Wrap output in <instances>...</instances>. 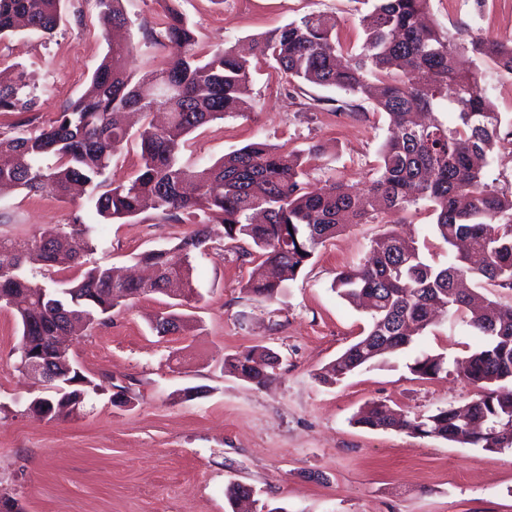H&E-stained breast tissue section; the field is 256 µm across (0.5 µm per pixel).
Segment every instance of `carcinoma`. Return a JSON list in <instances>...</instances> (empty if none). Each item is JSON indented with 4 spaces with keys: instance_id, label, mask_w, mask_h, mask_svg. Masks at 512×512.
Instances as JSON below:
<instances>
[{
    "instance_id": "carcinoma-1",
    "label": "carcinoma",
    "mask_w": 512,
    "mask_h": 512,
    "mask_svg": "<svg viewBox=\"0 0 512 512\" xmlns=\"http://www.w3.org/2000/svg\"><path fill=\"white\" fill-rule=\"evenodd\" d=\"M61 0H0V36L16 31L52 33L60 21ZM104 23L125 27L123 0H96ZM428 0H375L360 19L365 39L359 50L341 42L338 22L309 13L256 40V57L274 62L291 78L336 88L347 100L338 112H355V101L374 100L387 115L391 136L382 149L378 176L364 193L330 178L320 187L308 181L306 151L275 148L263 142L244 146L215 163L190 169L180 163L184 138L244 110L252 81L251 64L232 46L202 51L188 21L173 7L157 25L167 59L141 76L128 71L131 44H112L91 77L84 95L46 126L31 121L0 135V193L21 188L51 192L61 199L85 196L107 223L132 218L149 205L175 224L182 214L201 217L198 228L171 248L145 251L138 261L154 270L148 281L123 278L107 268L85 267L84 256L96 247L97 227L75 214L52 237H0V307L13 311L21 336H32L35 349L56 361L71 386L63 393L32 400L30 409L54 420L71 416L70 405L84 402L97 385L72 363L58 358L56 336L79 333L128 300L178 291L177 305L196 301L193 261L211 241L209 225L224 226V237L248 247L240 257L260 260L244 291L273 300L283 295L319 246L346 224L381 214L403 213L424 201L448 247L465 239L469 249L448 252L440 266L417 248L386 234L373 241L365 262L336 274L332 289L350 303L373 300L371 322L363 336L324 368L320 379L334 384L372 363L385 350L407 349L435 322L437 311L461 313L485 337L484 344L456 361L461 375L478 389L476 398L408 419L381 401L368 403L355 422L369 429H406L422 438H441L486 450L512 449V305L494 301L473 306L472 295L456 288L470 278L512 289V191L484 181L478 162L496 149L512 150V125L503 122L489 93L493 77L512 74V40L503 42L459 32L446 36L421 22ZM468 56L486 69L463 72ZM167 83L174 93L162 100L155 87ZM36 105L31 79L21 70L0 85V112H31ZM157 106L168 111L166 125L146 123L138 134L140 164L126 183H106L112 158L129 140L120 121L137 111L149 116ZM456 115L448 126L436 113ZM431 115L428 125L416 121ZM77 274L53 284L35 280L26 262ZM188 330L183 316L166 311L155 331L165 336ZM275 369L263 346L224 357V370L264 386ZM419 379L447 371L442 354H423L408 365ZM471 422L484 427L473 430Z\"/></svg>"
}]
</instances>
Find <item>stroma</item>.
Returning a JSON list of instances; mask_svg holds the SVG:
<instances>
[{
    "instance_id": "obj_1",
    "label": "stroma",
    "mask_w": 512,
    "mask_h": 512,
    "mask_svg": "<svg viewBox=\"0 0 512 512\" xmlns=\"http://www.w3.org/2000/svg\"><path fill=\"white\" fill-rule=\"evenodd\" d=\"M201 45L251 48L255 38L308 13L337 19L349 48L363 40L361 16L372 0H175ZM130 19L114 38L133 44L135 74L161 50L149 32L162 0H125ZM63 21L46 35L0 40V78L25 69L37 107L30 115L0 113V132L30 118L42 126L85 91L101 63L108 35L94 0H62ZM427 24L512 40V0H428ZM341 91L296 85L274 62L252 63L253 111L189 135L181 160L214 163L263 141L300 150L318 145L307 167L311 184L342 180L362 192L375 178L388 120L370 101L361 111H333ZM98 227L88 265L130 268L137 254L174 245L192 222L169 223L146 210L124 224L101 223L83 199L15 190L0 195V236L48 234L73 213ZM414 240L428 259L448 260L425 204L388 222L350 224L320 246L287 293L264 301L243 287L253 266L238 260L221 225L194 261L198 302L186 307L192 329L158 336L154 316L167 296L150 294L113 310L106 324L71 337L68 353L98 384L80 415L49 420L29 404L42 382L16 366L19 327L0 309V495L22 512H231L230 483L252 490L255 512H512V449L485 450L404 431L372 430L354 416L368 402H385L409 416L472 400L476 389L449 371L419 380L406 365L422 353L464 357L483 342L459 316L440 315L409 349L347 375L320 382L366 328L369 314L332 288L337 272L363 261L382 233ZM253 346L279 354L273 380L256 387L224 370L225 355ZM126 403H118L117 392Z\"/></svg>"
}]
</instances>
